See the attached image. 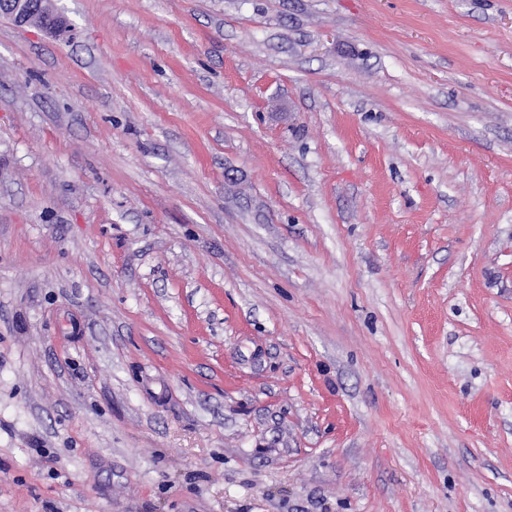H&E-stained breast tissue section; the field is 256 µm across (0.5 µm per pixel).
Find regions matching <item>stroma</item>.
Returning <instances> with one entry per match:
<instances>
[{
  "label": "stroma",
  "mask_w": 512,
  "mask_h": 512,
  "mask_svg": "<svg viewBox=\"0 0 512 512\" xmlns=\"http://www.w3.org/2000/svg\"><path fill=\"white\" fill-rule=\"evenodd\" d=\"M0 17V512H512V0Z\"/></svg>",
  "instance_id": "stroma-1"
}]
</instances>
